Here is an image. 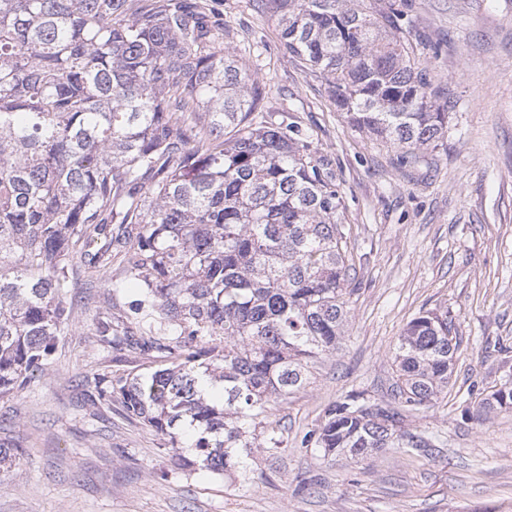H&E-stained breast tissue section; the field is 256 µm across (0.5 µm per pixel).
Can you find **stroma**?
<instances>
[{
    "mask_svg": "<svg viewBox=\"0 0 512 512\" xmlns=\"http://www.w3.org/2000/svg\"><path fill=\"white\" fill-rule=\"evenodd\" d=\"M207 3L234 44L252 45L246 64L268 111L308 132L335 178L359 285L347 336L304 389L272 405L282 445L257 449L247 477L181 470L151 428L99 397L98 384L151 365L91 335L112 304V273L75 264L71 324L50 365L0 398V440L23 452L0 470V512H512V410L479 406L512 375V0H414L413 33L430 44L421 59L453 108L447 138L411 167L283 54L269 16L248 0ZM435 308L460 348L447 397L408 419L434 448L357 462L302 447L339 398H390L396 339Z\"/></svg>",
    "mask_w": 512,
    "mask_h": 512,
    "instance_id": "obj_1",
    "label": "stroma"
}]
</instances>
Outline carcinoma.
Returning a JSON list of instances; mask_svg holds the SVG:
<instances>
[{"label":"carcinoma","instance_id":"cac0c4a2","mask_svg":"<svg viewBox=\"0 0 512 512\" xmlns=\"http://www.w3.org/2000/svg\"><path fill=\"white\" fill-rule=\"evenodd\" d=\"M252 0L283 52L325 81L363 132L404 163L444 139L452 102L420 62L405 0ZM204 0H0V397L47 368L69 325L72 262L121 257L127 308L96 335L147 374L101 390L163 439L184 470L242 471L269 404L339 350L352 264L333 176L294 123L261 107L247 48ZM448 312L410 320L396 344L395 402L352 392L305 448L367 461L420 456L405 428L448 394L459 350ZM512 408V378L480 402Z\"/></svg>","mask_w":512,"mask_h":512}]
</instances>
